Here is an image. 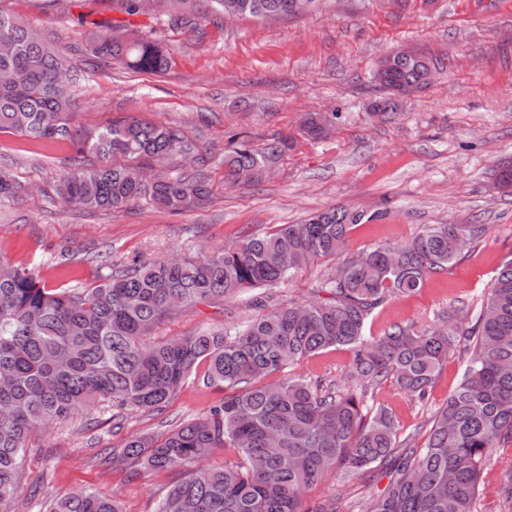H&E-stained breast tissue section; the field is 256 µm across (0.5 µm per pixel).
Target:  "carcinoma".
<instances>
[{
    "label": "carcinoma",
    "instance_id": "carcinoma-1",
    "mask_svg": "<svg viewBox=\"0 0 512 512\" xmlns=\"http://www.w3.org/2000/svg\"><path fill=\"white\" fill-rule=\"evenodd\" d=\"M167 2L190 10L191 0H123L130 14ZM323 0H212L219 15L302 17ZM0 132L9 130L48 146L69 143L70 169L55 185L60 201L89 211H117L140 199L181 213L208 201L200 173L146 171L145 162L174 156L196 164L208 153L175 126L131 116L98 127L77 121L67 85L58 82L63 53L0 9ZM93 55L159 72L165 56L139 40L101 31L88 34ZM374 80L383 91L371 108L382 118L397 111L408 88L428 87L438 59L421 52L401 59L390 52ZM337 113L305 115L303 131L318 139ZM290 148L273 141L261 149L242 139L224 153V182L260 183ZM99 158L86 161L88 154ZM27 188L0 167V203ZM371 213L332 207L301 224L231 240L213 251L124 265L93 288H49L27 267L0 261V512H15L26 442L77 410L107 402L117 408L161 410L195 366L204 381L224 387V399L205 416L177 425L155 440L132 436L112 449L124 468L185 469L188 476L158 499L154 512H338L336 500L315 508L304 492L333 472L343 481L376 472L387 484L368 512H476L483 471L496 455L512 452V258L500 268L473 322L465 306L427 328L392 324L365 338L373 312L393 297L420 291L448 270L476 241L485 224H431L402 244H377L348 252L351 230L380 221ZM343 257L304 303L274 305L247 324L148 341L173 315L175 302L195 306L245 288H274L318 258ZM330 347H346L352 362L347 384L323 386L302 375L266 384L259 380ZM465 355V370L434 413L423 445L400 444L395 417L385 408L364 413L368 391L390 380L419 400L448 362ZM232 448L224 466L206 464L215 448ZM46 512H122L118 501L83 490L50 501Z\"/></svg>",
    "mask_w": 512,
    "mask_h": 512
}]
</instances>
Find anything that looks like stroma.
I'll list each match as a JSON object with an SVG mask.
<instances>
[{
    "instance_id": "35a3bbf8",
    "label": "stroma",
    "mask_w": 512,
    "mask_h": 512,
    "mask_svg": "<svg viewBox=\"0 0 512 512\" xmlns=\"http://www.w3.org/2000/svg\"><path fill=\"white\" fill-rule=\"evenodd\" d=\"M0 8L65 54L82 124L133 115L180 127L215 153L204 169L213 189L207 204L173 214L141 200L91 213L64 206L53 191L68 168V143L39 147L0 132V165L31 190L22 201L0 205V260L34 268L48 286L90 288L110 274L111 262L155 260L243 233L263 235L336 205L389 210L385 220L352 229L353 253L408 241L427 224L490 225V237L448 272L377 309L365 328L370 338L394 322L424 328L446 321L450 307L479 306L498 267L512 258V189L494 187L496 164L512 160V0H327L321 12L303 18L234 21L211 15L209 0H197L205 17L198 25L163 4L131 15L118 0H0ZM94 26L151 43L165 54V69L145 72L94 57L85 41ZM406 45L436 56L442 75L399 112L377 118L367 110L380 94L374 63ZM333 111L341 117L329 136L303 137L304 113ZM236 134L258 148L275 138L294 147L270 179L228 187L222 159ZM336 265L320 258L276 288H247L216 304L183 308L159 324L152 339L240 324L273 305L308 300ZM351 360L350 350L336 347L289 372L338 382ZM464 369L450 358L426 402L387 383L367 396L366 408L391 411L400 436L421 433ZM204 373L197 366L164 411L116 413L99 403L35 433L27 443L18 512H43L44 495L62 498L82 488L116 498L123 512H152L154 500L183 472L133 473L104 458L128 437H163L219 404L224 390L205 384ZM511 473L512 458L491 459L478 512H512V502L499 494ZM383 486L380 479L345 484L331 475L305 498L312 505L338 495L344 512H365Z\"/></svg>"
}]
</instances>
